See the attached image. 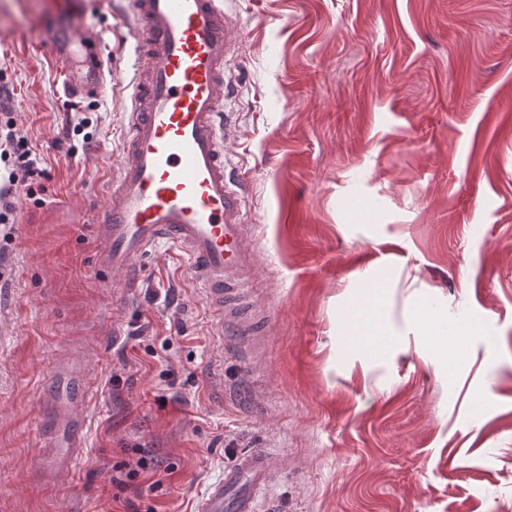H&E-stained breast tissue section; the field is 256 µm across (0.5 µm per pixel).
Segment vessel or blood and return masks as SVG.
<instances>
[{"label": "vessel or blood", "instance_id": "vessel-or-blood-1", "mask_svg": "<svg viewBox=\"0 0 512 512\" xmlns=\"http://www.w3.org/2000/svg\"><path fill=\"white\" fill-rule=\"evenodd\" d=\"M124 21L135 40L131 109L101 220L95 264L120 274L122 291L140 280V262L160 241L188 260L192 282L216 323L239 318L254 253L243 182L224 156L226 70L242 54L239 19L223 0H126ZM64 16L55 44L64 95L95 97L107 85L100 63L79 57L89 36V0H48ZM83 358L56 361L47 404L63 434L54 464L70 467L81 445L79 407L89 395ZM278 464L267 451L239 455L199 498L195 512H257Z\"/></svg>", "mask_w": 512, "mask_h": 512}]
</instances>
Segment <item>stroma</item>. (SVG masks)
Here are the masks:
<instances>
[{"label":"stroma","mask_w":512,"mask_h":512,"mask_svg":"<svg viewBox=\"0 0 512 512\" xmlns=\"http://www.w3.org/2000/svg\"><path fill=\"white\" fill-rule=\"evenodd\" d=\"M113 3L84 18L112 77L73 105L63 19L0 0L46 171L0 224V512H195L229 444L279 460L260 512H512V0H230L256 252L235 348L172 244L120 298L95 268L135 61ZM363 300L383 335L356 349ZM76 350L84 444L57 475L47 374Z\"/></svg>","instance_id":"obj_1"}]
</instances>
